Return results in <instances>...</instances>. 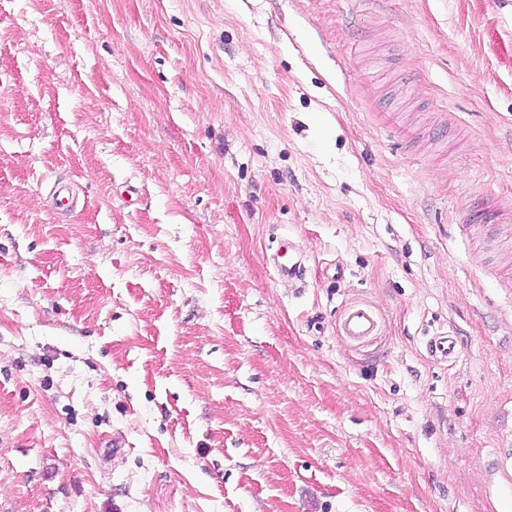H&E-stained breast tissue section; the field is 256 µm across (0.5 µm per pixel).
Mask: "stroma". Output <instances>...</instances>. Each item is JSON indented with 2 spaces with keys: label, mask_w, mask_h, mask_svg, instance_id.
Here are the masks:
<instances>
[{
  "label": "stroma",
  "mask_w": 512,
  "mask_h": 512,
  "mask_svg": "<svg viewBox=\"0 0 512 512\" xmlns=\"http://www.w3.org/2000/svg\"><path fill=\"white\" fill-rule=\"evenodd\" d=\"M504 267L512 0H0V512H512ZM339 328L341 334L350 341L364 342L377 335L379 322L370 307L358 304L346 310Z\"/></svg>",
  "instance_id": "35a3bbf8"
}]
</instances>
